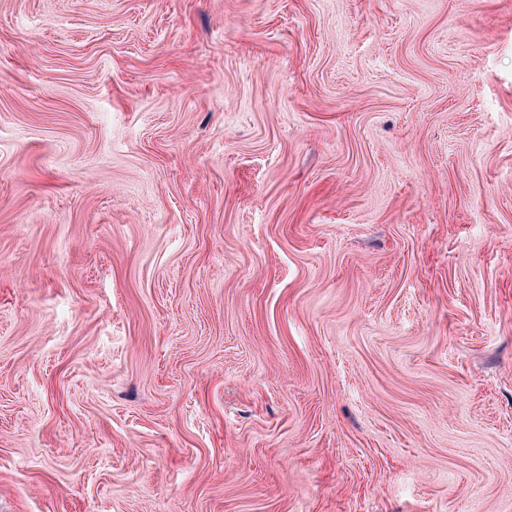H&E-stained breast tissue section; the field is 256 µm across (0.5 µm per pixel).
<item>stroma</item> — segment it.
<instances>
[{"mask_svg": "<svg viewBox=\"0 0 512 512\" xmlns=\"http://www.w3.org/2000/svg\"><path fill=\"white\" fill-rule=\"evenodd\" d=\"M0 512H512V0H0Z\"/></svg>", "mask_w": 512, "mask_h": 512, "instance_id": "obj_1", "label": "stroma"}]
</instances>
